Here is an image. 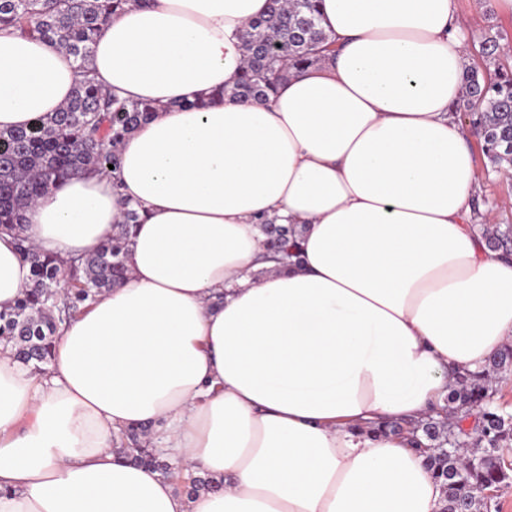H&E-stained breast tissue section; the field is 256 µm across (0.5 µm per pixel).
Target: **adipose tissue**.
I'll list each match as a JSON object with an SVG mask.
<instances>
[{
	"label": "adipose tissue",
	"instance_id": "ef3b65f1",
	"mask_svg": "<svg viewBox=\"0 0 512 512\" xmlns=\"http://www.w3.org/2000/svg\"><path fill=\"white\" fill-rule=\"evenodd\" d=\"M267 6L131 0L105 24L95 82L159 110L24 233L86 255L135 208L129 271L60 325L46 374L0 347V512H440L425 454L378 427L442 408L453 372L512 341V256L478 231L477 135L453 110L464 23L455 0H319L333 61L210 102ZM76 78L59 45L0 30V128ZM266 219L303 228L288 266L261 259ZM31 277L0 232V311ZM140 424L205 486L133 462Z\"/></svg>",
	"mask_w": 512,
	"mask_h": 512
}]
</instances>
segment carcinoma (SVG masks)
<instances>
[{
  "instance_id": "cac0c4a2",
  "label": "carcinoma",
  "mask_w": 512,
  "mask_h": 512,
  "mask_svg": "<svg viewBox=\"0 0 512 512\" xmlns=\"http://www.w3.org/2000/svg\"><path fill=\"white\" fill-rule=\"evenodd\" d=\"M128 0H0V28L13 27L40 39L57 41L75 58L78 78L71 98L57 112L30 125L0 129V229L18 236L22 257L31 262L32 279L17 304L0 311V343L35 371L44 372L62 322L109 291L128 272L129 225L139 214L126 210L110 236L92 254L63 262L39 253L22 236L23 217L52 186L83 173L97 176L116 165L119 145L156 108L109 94L89 77L93 46L102 27ZM245 59L233 83L210 100L260 101L292 74L314 66L333 53L320 26L317 0H269L266 15L250 22L242 36ZM485 66L464 72L462 99L454 110L468 112L481 151L497 170H512V67L501 62L498 37L481 44ZM265 247L286 262L297 256L299 231L269 220L262 225ZM488 247L512 251V225L490 230L480 226ZM512 374V342L504 344L478 371L459 372L448 388L445 417L401 424L385 422L384 432L417 434L432 449L430 467L444 490L441 512H490L487 492L512 483V412L498 402L496 383ZM145 427H131L122 439L132 445V459L154 465L177 479L179 472L146 448H137ZM472 449L462 462L454 444Z\"/></svg>"
}]
</instances>
